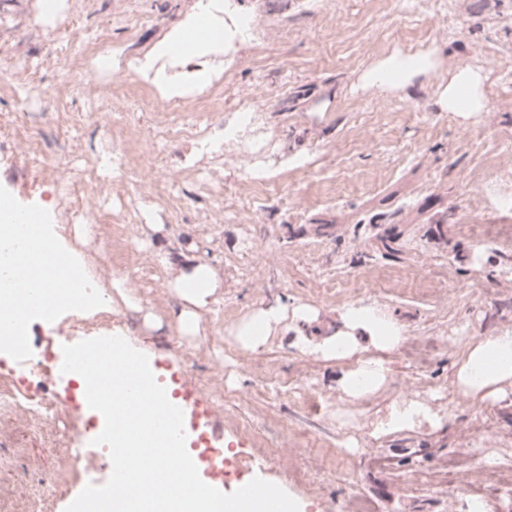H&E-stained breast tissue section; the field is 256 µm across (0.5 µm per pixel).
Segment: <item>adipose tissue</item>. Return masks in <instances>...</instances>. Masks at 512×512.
Here are the masks:
<instances>
[{
	"mask_svg": "<svg viewBox=\"0 0 512 512\" xmlns=\"http://www.w3.org/2000/svg\"><path fill=\"white\" fill-rule=\"evenodd\" d=\"M224 6L220 0H198L194 13L185 17L157 42L138 64L141 71L153 72L154 82L169 98L183 97L202 90L211 82L212 71L201 67L180 76L166 74L156 66L158 60L176 54L187 59L217 58L223 51L218 14ZM171 286L187 305L179 317L182 333L197 329V311L206 307L220 280L216 270L206 264H187L174 277ZM284 318L280 308L271 307L254 314L238 325L235 337L242 349L255 350L263 346L273 325ZM344 328L318 341L307 342L311 352L325 359L355 357L356 364L337 380L338 390L358 397L381 386L389 368L383 353L400 347L406 339L403 327L384 318L368 305L350 307L343 315ZM377 350V357L364 356L365 347ZM512 379V332L504 330L483 337L469 352L455 376L456 386L467 395L482 394L484 399L497 402L505 399L502 383ZM437 414L413 400L393 404L380 428L403 431L424 423L435 424Z\"/></svg>",
	"mask_w": 512,
	"mask_h": 512,
	"instance_id": "ef3b65f1",
	"label": "adipose tissue"
}]
</instances>
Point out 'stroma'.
Segmentation results:
<instances>
[{"instance_id":"stroma-1","label":"stroma","mask_w":512,"mask_h":512,"mask_svg":"<svg viewBox=\"0 0 512 512\" xmlns=\"http://www.w3.org/2000/svg\"><path fill=\"white\" fill-rule=\"evenodd\" d=\"M196 2L59 0L48 20L39 0H0V195L41 216L107 301L32 319L31 358L52 360L61 337L88 339L81 322L108 311L113 331L162 361V383L178 378L217 409L227 485L262 478L300 512H348L358 495L372 512H470L476 495L484 512H512V383L493 405L454 385L481 337L512 331V266L500 263L512 241L474 231L512 225V0H237L241 13L278 23L244 40L190 112L166 111L138 71H96L115 44L143 57ZM419 55L429 65L411 78L362 81L392 57ZM461 59L484 110L444 109ZM112 89L141 102L133 125L98 111ZM242 90L262 110L257 156L224 137ZM170 124L191 132L154 139ZM116 138L124 156L110 151ZM82 202L92 215L77 216ZM187 262L221 281L191 336L179 332L185 304L169 286ZM353 305L376 307L407 336L385 356L384 385L359 398L336 388L354 358L326 360L302 343L341 329ZM273 306H306L317 319L241 349L236 326ZM400 400L428 406L440 426L377 433ZM78 442L65 416L43 434L0 418V512H64L106 475L102 455L96 471L40 483ZM290 446L292 460L277 456ZM454 464L459 485L448 482Z\"/></svg>"}]
</instances>
